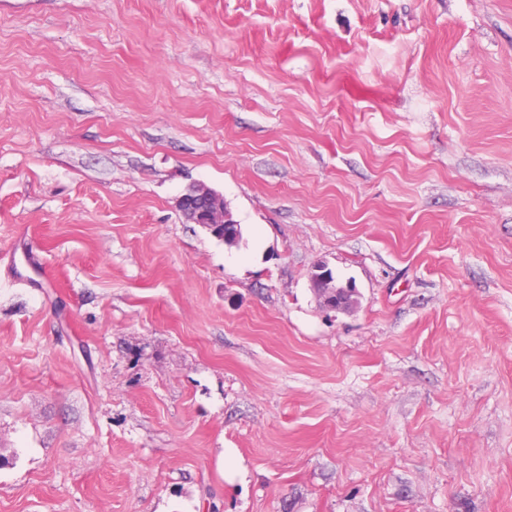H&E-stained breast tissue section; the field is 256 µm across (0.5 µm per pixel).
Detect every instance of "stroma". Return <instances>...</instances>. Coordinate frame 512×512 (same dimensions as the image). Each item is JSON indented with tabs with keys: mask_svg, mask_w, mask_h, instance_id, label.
<instances>
[{
	"mask_svg": "<svg viewBox=\"0 0 512 512\" xmlns=\"http://www.w3.org/2000/svg\"><path fill=\"white\" fill-rule=\"evenodd\" d=\"M0 512H512V0H0ZM176 207L187 223L201 225L221 241H224V231L228 232L229 239L226 234L225 239L229 244L241 237L240 224L233 219L224 196L206 185L190 184L176 200ZM224 224L232 225L227 229ZM326 263L315 264L309 275L310 287L320 304L329 311H351L357 303L356 288H349L350 283L343 284L327 274Z\"/></svg>",
	"mask_w": 512,
	"mask_h": 512,
	"instance_id": "35a3bbf8",
	"label": "stroma"
}]
</instances>
